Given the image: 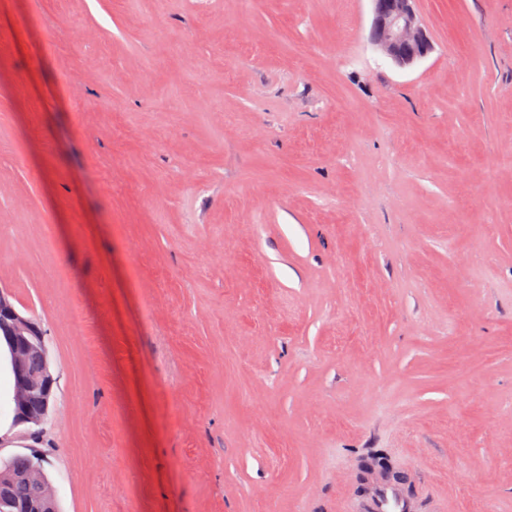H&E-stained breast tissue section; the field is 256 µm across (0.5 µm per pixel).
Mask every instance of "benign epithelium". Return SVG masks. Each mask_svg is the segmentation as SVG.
<instances>
[{
  "mask_svg": "<svg viewBox=\"0 0 512 512\" xmlns=\"http://www.w3.org/2000/svg\"><path fill=\"white\" fill-rule=\"evenodd\" d=\"M373 19L370 39L373 44L396 66L407 68L425 59L432 51L430 38L414 9L415 0H371ZM10 339L11 364L16 382L12 403L17 413L15 425L26 426L42 422L55 398L57 378L55 377L47 351L40 355L44 369L32 374L28 361L36 348L43 342L44 331L34 317L21 312L12 296L0 290V337ZM39 395L44 403L42 413L35 416L30 411V402Z\"/></svg>",
  "mask_w": 512,
  "mask_h": 512,
  "instance_id": "1",
  "label": "benign epithelium"
}]
</instances>
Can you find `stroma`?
Masks as SVG:
<instances>
[{
    "label": "stroma",
    "mask_w": 512,
    "mask_h": 512,
    "mask_svg": "<svg viewBox=\"0 0 512 512\" xmlns=\"http://www.w3.org/2000/svg\"><path fill=\"white\" fill-rule=\"evenodd\" d=\"M415 9L401 69L371 0H0V288L58 377L0 460L61 512H346L377 451L512 512V0ZM370 39L396 66L407 68L432 51L430 38L414 9L415 0H371Z\"/></svg>",
    "instance_id": "obj_1"
}]
</instances>
